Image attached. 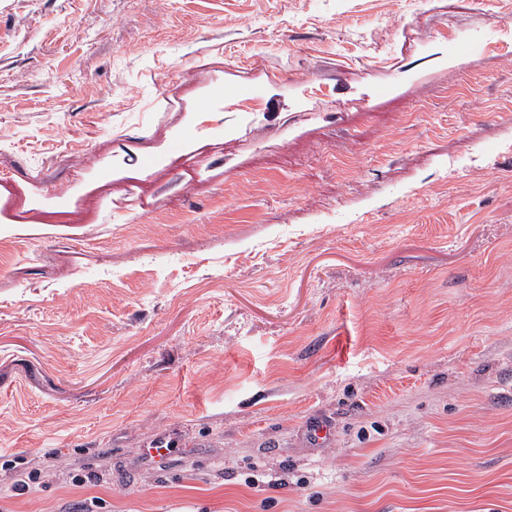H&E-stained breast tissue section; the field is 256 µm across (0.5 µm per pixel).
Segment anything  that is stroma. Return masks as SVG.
Listing matches in <instances>:
<instances>
[{
  "label": "stroma",
  "instance_id": "stroma-1",
  "mask_svg": "<svg viewBox=\"0 0 512 512\" xmlns=\"http://www.w3.org/2000/svg\"><path fill=\"white\" fill-rule=\"evenodd\" d=\"M504 33L0 0V512H512Z\"/></svg>",
  "mask_w": 512,
  "mask_h": 512
}]
</instances>
